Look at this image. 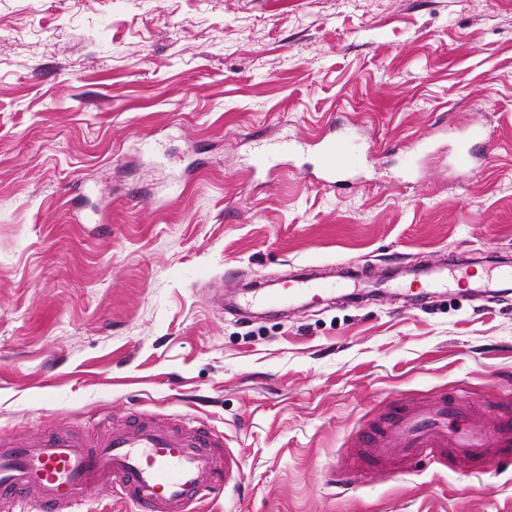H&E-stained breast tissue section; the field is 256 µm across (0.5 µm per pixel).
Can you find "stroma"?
I'll return each mask as SVG.
<instances>
[{
    "label": "stroma",
    "instance_id": "35a3bbf8",
    "mask_svg": "<svg viewBox=\"0 0 512 512\" xmlns=\"http://www.w3.org/2000/svg\"><path fill=\"white\" fill-rule=\"evenodd\" d=\"M333 121L360 159L336 187L312 151L250 172ZM459 253L512 260V0H0L1 435L223 432L242 469L202 512H512L510 449L356 445L407 401L512 411V290L213 299ZM483 141L482 133L474 130L459 143L455 153V163L462 172L469 174L476 171L474 163L475 153L471 143H482ZM294 154V148L288 139L272 147L258 146L252 157V171L254 174L271 177L283 164L279 161L293 157Z\"/></svg>",
    "mask_w": 512,
    "mask_h": 512
}]
</instances>
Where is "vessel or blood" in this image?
Segmentation results:
<instances>
[{"label": "vessel or blood", "instance_id": "vessel-or-blood-1", "mask_svg": "<svg viewBox=\"0 0 512 512\" xmlns=\"http://www.w3.org/2000/svg\"><path fill=\"white\" fill-rule=\"evenodd\" d=\"M482 140V133L475 130L459 143L455 163L462 172H475L473 146ZM314 145L316 171L323 181L333 182L337 174L352 170L346 137L336 125H329ZM293 154L286 140L258 147L252 171L273 175L281 161ZM403 274L433 290L460 283L468 271L421 266L404 268ZM510 282L512 264L504 262L478 282L477 293L492 296ZM333 287L315 278L298 277L292 288L256 292L251 303L273 311L284 302L314 299L332 292ZM223 445V435L197 431L183 419L114 426L94 440L68 433L30 438L0 435V496H9L16 512H82L87 493L108 486L135 512H191L205 492L220 485L229 468L228 460L219 454ZM365 446L378 457L396 446L410 457L432 456L448 448L466 458L485 456L491 449L512 446V420L477 425L468 408L443 400L420 401L388 418Z\"/></svg>", "mask_w": 512, "mask_h": 512}]
</instances>
